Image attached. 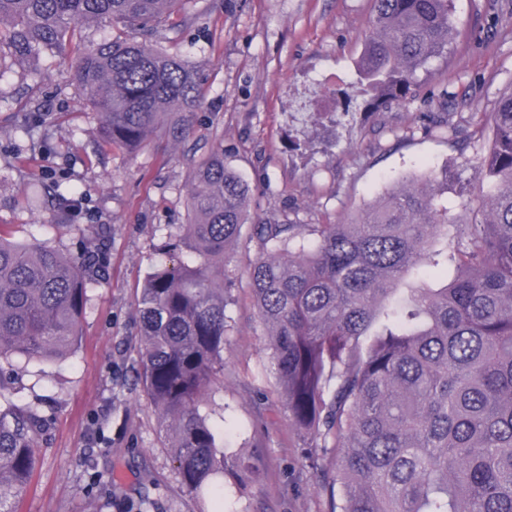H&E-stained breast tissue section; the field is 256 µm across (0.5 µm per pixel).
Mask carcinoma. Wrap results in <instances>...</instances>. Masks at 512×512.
<instances>
[{"instance_id": "obj_1", "label": "carcinoma", "mask_w": 512, "mask_h": 512, "mask_svg": "<svg viewBox=\"0 0 512 512\" xmlns=\"http://www.w3.org/2000/svg\"><path fill=\"white\" fill-rule=\"evenodd\" d=\"M355 93L378 109L413 96L448 51L451 0H374ZM182 0H0V61L72 50V79L99 136L138 154L190 138L203 87L194 61L138 40ZM112 36L86 40L93 26ZM473 178H401L337 224H259L248 271L267 362L292 422L336 449L330 512H512V91L497 102ZM187 223L141 291L138 381L187 492L224 512L226 476L253 464L219 445L200 411L224 379L232 271L248 184L222 137L192 161ZM453 269L441 288L424 278ZM103 251L66 256L0 235V365L58 359L81 336ZM38 416L0 393V512H16L36 466Z\"/></svg>"}]
</instances>
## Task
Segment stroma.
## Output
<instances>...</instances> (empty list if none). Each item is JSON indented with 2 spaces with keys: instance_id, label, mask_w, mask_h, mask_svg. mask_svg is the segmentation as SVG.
<instances>
[{
  "instance_id": "35a3bbf8",
  "label": "stroma",
  "mask_w": 512,
  "mask_h": 512,
  "mask_svg": "<svg viewBox=\"0 0 512 512\" xmlns=\"http://www.w3.org/2000/svg\"><path fill=\"white\" fill-rule=\"evenodd\" d=\"M456 39L421 73L410 100L365 109L353 95L372 0H184L179 32L151 39L195 61L206 90L193 136L158 139L136 156L105 145L70 59L0 62V234L77 255L105 241V274L89 292L83 336L63 358L22 365L0 392L40 417V456L18 512H207L176 471L164 432L135 384L140 291L187 219L189 160L224 138V158L249 183L247 222L228 254L224 384L206 410L224 447L252 458L260 479L225 489V512H328L307 459L312 442L288 418L273 376H260L266 335L247 270L255 225L334 224L411 172L449 165L469 179L499 97L512 89V0H452ZM336 75V123L312 124L308 74ZM45 186L30 209L27 188Z\"/></svg>"
}]
</instances>
